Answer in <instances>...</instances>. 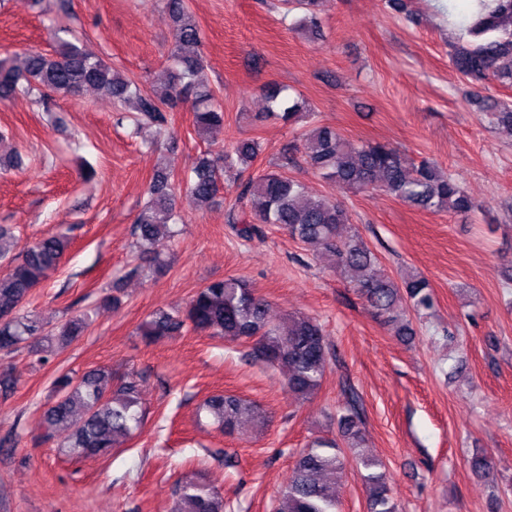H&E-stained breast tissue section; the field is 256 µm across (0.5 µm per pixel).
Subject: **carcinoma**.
<instances>
[{"label":"carcinoma","instance_id":"obj_1","mask_svg":"<svg viewBox=\"0 0 512 512\" xmlns=\"http://www.w3.org/2000/svg\"><path fill=\"white\" fill-rule=\"evenodd\" d=\"M283 2L301 12L296 28L319 32V0ZM478 4L479 14L466 25V39L451 47L452 67L473 84L490 80L512 87V0H478ZM167 9L176 42L161 89H143L136 80L88 53L78 38L66 39L56 31L52 54L29 50L21 57L0 58V100L28 95L42 111L50 112L53 97H79L91 89L119 105H131L130 134L152 149L172 126L173 108L189 99L195 132L210 142L217 141L224 130V106L203 76L204 64L198 53L201 29L185 0H168ZM265 102V111L254 113V119H275L290 126L308 119L310 125L302 133V147H290L283 154L281 170L240 184L250 220L238 228L239 234L253 236L258 224L285 227L292 238L315 246L330 267L355 273V288L376 314L396 325L398 335L412 338L414 330L406 310L419 314L433 307L429 283L414 273L404 275L400 282L379 273L375 253L357 232L348 229L351 218L345 207L332 197L309 194L305 184L284 168L294 162V151L300 149L308 169L348 191H381L409 207L464 216L481 205L437 162H411L398 148L381 142L355 144L336 128L314 121L306 101L289 97L282 86L269 87ZM474 104L490 127L512 131V102L477 97ZM259 151L258 141L237 139L222 150L202 154L187 180V195L198 207L213 202L224 177L246 169ZM179 220L172 172L158 169L134 219L136 248L159 260L161 250L175 241ZM70 246V237L49 234L19 250L12 236L0 229V260H8L9 265L0 275L1 354L8 356L24 348L38 353L53 345L66 347L90 326L88 313L51 328L39 315L24 310L31 291L62 265ZM187 326L231 342L254 341V357L282 371L288 390L301 400L320 389L333 357L316 318L293 314L273 319L268 301L236 277L198 289L182 310L154 311L139 333L153 341ZM201 410L228 434L246 421L260 427L266 422L255 405L235 395H212L203 401ZM142 425L139 378L133 374L116 378L109 369L99 367L76 379L67 374L57 377L54 400L43 411L41 438L49 442L62 434L60 453L92 458L110 453ZM337 428L339 439H316L296 456L288 484L279 492L276 512H336V496L327 477L343 469L349 454L364 470L361 479L367 489V512H398L383 461L363 451L365 419L360 399L351 389ZM470 465L482 478L493 470L491 458L481 451L473 454ZM172 495L175 512H224V497L206 481L181 482Z\"/></svg>","mask_w":512,"mask_h":512}]
</instances>
